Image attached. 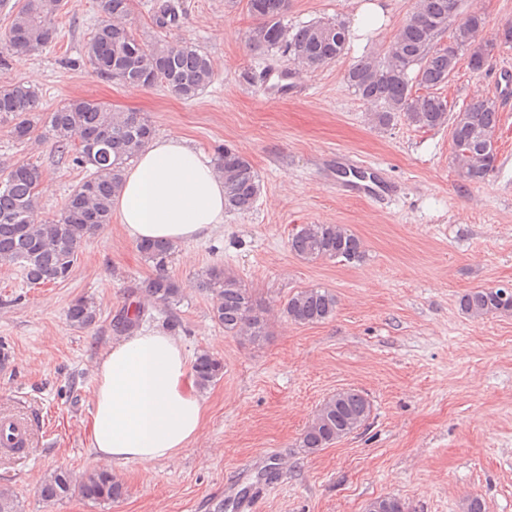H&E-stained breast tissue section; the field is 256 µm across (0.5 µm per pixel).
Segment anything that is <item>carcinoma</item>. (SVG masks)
Instances as JSON below:
<instances>
[{
  "label": "carcinoma",
  "instance_id": "obj_1",
  "mask_svg": "<svg viewBox=\"0 0 512 512\" xmlns=\"http://www.w3.org/2000/svg\"><path fill=\"white\" fill-rule=\"evenodd\" d=\"M248 11L260 20L249 36L260 52L288 53L289 61L305 71L315 70L339 59L345 50L348 31L344 22L317 20L297 27L284 23L288 0H248ZM59 0H25L15 12L8 32L0 37V54L33 55L43 51L59 35ZM104 17L88 39L84 64L96 74L123 85H162L184 101L195 100L213 81L210 57L189 45H146L124 22L129 0H102ZM176 6L164 0L154 11L159 28L178 22ZM466 25L470 47L469 68L480 72L486 45L476 42L485 28V18L468 15ZM455 40V27L448 21V0H417V7L397 31V51L384 61L360 60L346 72V80L363 101L376 104L373 120L379 127L402 116L419 129L451 125L458 177L470 183L483 181L496 167L492 136L499 123V109L489 99L477 100L462 111L450 114L448 101L435 89L448 84L457 69L459 54L439 44L442 35ZM427 89L417 95L413 87ZM39 93L23 83L0 86V120L12 123L14 135L26 137L31 113L36 111ZM48 132L62 155L89 174L68 196L59 214L50 219L36 217L37 191L42 170L22 163L0 174V265L18 266L34 286L66 280L77 264L83 242L99 228L112 222V198L118 191L126 164L153 138V127L139 112H114L104 104L77 97L47 113ZM102 130L108 140L96 148L80 143L82 134ZM216 169L224 178V206L229 212H244L257 201L262 183L248 158L224 149ZM290 250L307 262L340 259L359 263L365 256L362 240L345 224H303L289 241ZM177 245L153 240L138 245L152 263L154 276L131 291L133 300L115 319L120 332L139 327L144 316L142 301L175 306L184 297L182 283L168 273ZM200 287L215 296L214 321L224 335L242 338L260 346L269 336L268 319L260 312L253 291L230 270L209 268ZM460 310L470 318L512 314V293L501 288H481L463 294ZM336 297L321 287L303 288L288 299L283 312L298 324L323 323L333 317ZM98 308L91 298H78L68 308L69 321L78 327L95 323ZM197 385L204 390L224 374V363L201 351L193 364ZM371 404L359 390L339 391L326 399L304 428L299 447L314 454L336 443L344 432L354 433L366 425ZM38 493L47 502L61 501L74 493L95 503H114L126 494L124 483L111 472L99 469L76 477L58 467L46 474ZM0 512H21L20 502L7 488H0ZM365 512H406L405 503L395 496H380L367 504Z\"/></svg>",
  "mask_w": 512,
  "mask_h": 512
}]
</instances>
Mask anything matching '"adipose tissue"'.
<instances>
[{
    "label": "adipose tissue",
    "instance_id": "obj_1",
    "mask_svg": "<svg viewBox=\"0 0 512 512\" xmlns=\"http://www.w3.org/2000/svg\"><path fill=\"white\" fill-rule=\"evenodd\" d=\"M112 209L128 238L182 244L224 222V182L180 136L147 144L125 170ZM90 448L104 462L172 460L199 436L203 400L185 347L162 329L132 331L101 354Z\"/></svg>",
    "mask_w": 512,
    "mask_h": 512
}]
</instances>
